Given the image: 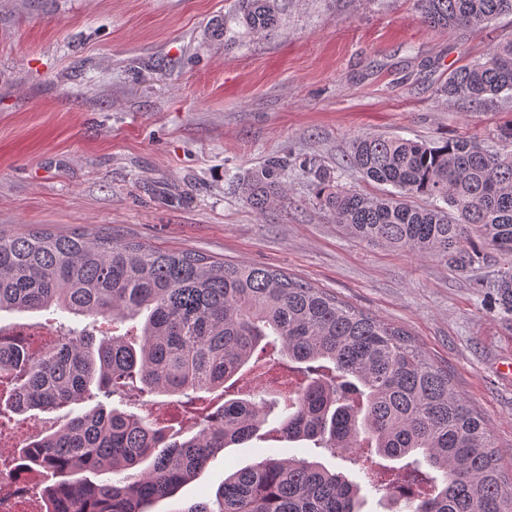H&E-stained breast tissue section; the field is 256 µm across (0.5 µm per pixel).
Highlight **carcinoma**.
Returning <instances> with one entry per match:
<instances>
[{
  "label": "carcinoma",
  "instance_id": "obj_1",
  "mask_svg": "<svg viewBox=\"0 0 512 512\" xmlns=\"http://www.w3.org/2000/svg\"><path fill=\"white\" fill-rule=\"evenodd\" d=\"M441 31L512 15V0H417ZM280 23L278 0H237L234 14L211 23L230 41L234 27L267 33ZM441 93L483 103L512 95V41L482 61L457 68ZM350 165L389 189L372 195L318 173L316 198L353 237L435 258L460 271L484 259L475 240L512 256V150L490 152L459 138L429 145L396 136L355 137ZM287 166L271 157L238 179L258 212L284 196ZM432 200V207L414 204ZM441 201L444 206L436 205ZM512 314V265L494 283ZM60 311L104 321L96 336L47 324L33 340L0 347V420L62 409L95 389L109 398L222 390L212 412L193 414L197 431L176 439L174 425L99 403L57 431L24 440L0 460H23L48 492L46 512H362L361 485L322 463L266 457L229 476L214 497L179 502L180 489L217 454L253 439L310 441L362 462L370 487L391 512H512V470L496 438L404 329L277 269L166 251L137 241L80 232L0 235V313ZM285 366L294 380L275 391L278 424L261 375ZM390 460L384 469L365 449ZM118 473L104 482L99 476ZM421 489L416 497L393 482Z\"/></svg>",
  "mask_w": 512,
  "mask_h": 512
}]
</instances>
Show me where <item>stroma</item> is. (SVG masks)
Here are the masks:
<instances>
[{
  "mask_svg": "<svg viewBox=\"0 0 512 512\" xmlns=\"http://www.w3.org/2000/svg\"><path fill=\"white\" fill-rule=\"evenodd\" d=\"M234 0H0V233L101 231L162 250L267 266L407 330L493 429L512 464V315L494 299L505 263L461 272L369 245L315 199V172L370 193L350 141L473 138L501 150L512 97L446 100L458 67L512 39V15L442 32L415 0H279L270 35L212 39ZM286 159L287 197L258 213L232 186ZM266 456L308 458L362 483L310 442L255 439L214 458L179 497L213 496Z\"/></svg>",
  "mask_w": 512,
  "mask_h": 512,
  "instance_id": "stroma-1",
  "label": "stroma"
}]
</instances>
